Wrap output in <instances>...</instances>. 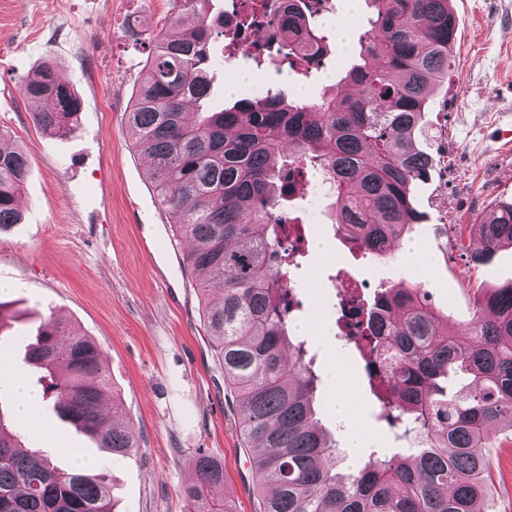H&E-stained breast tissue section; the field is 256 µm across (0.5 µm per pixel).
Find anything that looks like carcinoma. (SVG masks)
<instances>
[{"instance_id":"obj_1","label":"carcinoma","mask_w":512,"mask_h":512,"mask_svg":"<svg viewBox=\"0 0 512 512\" xmlns=\"http://www.w3.org/2000/svg\"><path fill=\"white\" fill-rule=\"evenodd\" d=\"M205 0H171L169 30L147 37L148 55L127 112L135 152L175 234L190 243L184 264L199 289L202 317L241 395L239 433L262 497V512H476L489 479L485 449L512 428V277L481 289L463 327L431 308L428 289L386 288L367 308L352 294L341 331L365 361L387 427L413 443L391 457L371 455L342 479L339 443L316 418L318 375L305 342L290 334L291 276L299 227L280 208L292 183L317 174L329 183L339 234L388 263L418 223L414 191L435 159L417 144L433 89L448 76L457 22L450 0H367L368 30L353 65L319 100L280 90L216 112L207 55L224 35ZM322 0H288L263 17L271 36L247 57L303 72L318 66L328 36L317 24ZM40 105L36 125L75 129L80 102L47 62L20 85ZM29 170L25 151L0 129V230L21 220ZM470 260L480 265L512 247V202L474 225ZM223 286L207 299L209 287ZM387 323L385 332L375 320ZM57 417L112 457L138 447L119 407L97 342L52 317L26 346ZM471 382L448 393V377ZM197 481L185 489L194 512H232L211 493L224 467L198 451ZM0 512H113L101 473L62 470L27 451L0 412Z\"/></svg>"}]
</instances>
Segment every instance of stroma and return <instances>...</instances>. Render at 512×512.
Wrapping results in <instances>:
<instances>
[{
	"label": "stroma",
	"mask_w": 512,
	"mask_h": 512,
	"mask_svg": "<svg viewBox=\"0 0 512 512\" xmlns=\"http://www.w3.org/2000/svg\"><path fill=\"white\" fill-rule=\"evenodd\" d=\"M452 7L455 62L427 103L420 144L438 165L415 192L423 219L404 240L413 256L399 253L378 264L355 252L337 234L329 200L311 189L283 203L307 239L291 283L290 328L314 358L318 416L345 438L331 412L327 377L339 365L338 380L364 433L360 451L338 466L344 476L363 468L371 452L390 456L403 443L377 420L364 362L338 334L340 283L355 281L370 300L377 289L414 283L417 258L431 257L432 306L449 325L463 326L478 289L512 277V248L479 266L468 259L476 241L472 224L512 202V144L500 137L512 124V0H452ZM169 10V0H0V128L10 130L30 160L22 221L0 231V361L11 375L36 383L24 362L26 345L51 316L98 342L137 449L112 459L59 421L47 401L37 411V428L19 420L14 428L26 447L45 451L59 468L80 456L94 460L112 487L114 512H190L183 490L195 480L200 450L223 464L222 496L236 512H260L238 432L242 402L224 383L200 296L182 264L189 244L174 236L159 209L148 164L134 152L126 124L146 58L127 29L160 31ZM367 13L364 0L354 8L337 0L325 24L345 25L346 37L331 41L323 67L307 77L282 66L254 78L249 62H226L224 42L215 40L209 108L271 89L300 87L304 100H317L357 58ZM47 60L81 100L77 126L63 136L36 126L35 106L19 92ZM488 460L483 512H512V432L499 433Z\"/></svg>",
	"instance_id": "stroma-1"
}]
</instances>
